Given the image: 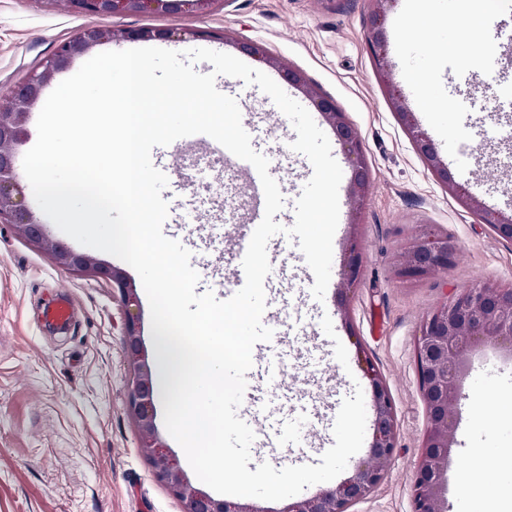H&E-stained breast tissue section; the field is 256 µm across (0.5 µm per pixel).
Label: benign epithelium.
Listing matches in <instances>:
<instances>
[{"label":"benign epithelium","mask_w":512,"mask_h":512,"mask_svg":"<svg viewBox=\"0 0 512 512\" xmlns=\"http://www.w3.org/2000/svg\"><path fill=\"white\" fill-rule=\"evenodd\" d=\"M215 2L217 0H66L73 12L99 17L144 12L206 13ZM388 2L376 0L377 9L370 28L371 43L380 58L385 57L387 44L383 17ZM172 38V31L159 28L82 29L61 41L49 56L27 73L10 96L0 98V221L12 225L18 234L51 253L58 265L72 271H90L121 286L123 345L133 370L128 386L129 409L154 475L184 503L185 512H264L253 504L217 499L191 483L157 432L154 361L140 334L137 288L126 281L120 269L76 252L62 242L49 240L43 226L28 208L18 180L14 146L25 134L29 115L40 101L44 88L57 73L102 43ZM236 48L258 61L279 67L282 78L289 85L303 90L330 126L351 163L348 186L350 224L358 226L357 217L369 188V175L361 142L345 113L338 109L334 99L308 84L301 72L278 66L263 45L240 41ZM393 105L415 150L440 183L454 193H465L455 182L448 165L440 159L432 139L415 122L413 113L407 111L401 98L393 97ZM484 221L499 239L512 244V215L486 209ZM343 252L345 277L338 287L341 298L356 287L361 275L362 255L357 233H352L347 239ZM455 254V244L448 235L426 227L403 244L398 254L400 272L406 278L422 277L448 267ZM482 344L512 352V285L478 284L465 288L419 323L415 353L426 428L412 484L411 512H448V459L457 422L455 407L461 395L465 365L471 352ZM364 373L370 383L375 415L372 441L366 456L335 487L290 503L283 512H349L352 504L365 499L387 476L397 445L396 410L389 387L374 365L367 364Z\"/></svg>","instance_id":"obj_1"}]
</instances>
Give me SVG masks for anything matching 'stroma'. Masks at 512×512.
<instances>
[{
	"mask_svg": "<svg viewBox=\"0 0 512 512\" xmlns=\"http://www.w3.org/2000/svg\"><path fill=\"white\" fill-rule=\"evenodd\" d=\"M374 0H216L208 13H145L96 17L42 0H0V97L10 94L60 41L87 27L169 28L180 32L169 50L208 48L235 54L239 41L261 43L276 66L259 71L280 80V66L302 72L331 96L359 135L370 169V187L350 225L341 203L333 238L331 278L320 302L309 300L295 281L278 291L281 309L300 308L302 343L318 347L320 365L292 370L296 386L320 385L323 417L311 434L322 448L334 445L333 425L343 399L369 390L367 364L390 387L398 420V446L386 478L350 512H410V486L425 430L415 361L417 326L447 297L476 283L512 284V245L500 240L476 202L512 214V111L492 112L499 86L512 83V14L497 18L491 33L501 51L495 77L471 70H444L448 93H461L468 113L463 125L473 148L463 153L465 172L455 173L467 197L439 183L416 152L391 106V90H404L394 45L385 69H377L368 45ZM218 91L242 93L244 119L265 120L276 131L283 187L295 193L308 164L291 148L297 135L290 120L258 86L218 76ZM188 195L211 210L209 232L220 243L223 203L247 212L253 188L232 171L207 164L191 143L170 145ZM432 225L457 246L448 268L415 281L398 270L401 245L420 226ZM357 233L364 271L346 309L335 296L343 247ZM73 299L64 326L41 319L43 305L59 294ZM330 317L334 336L325 335ZM123 307L112 281L64 269L44 249L0 223V512H184L183 502L153 475L128 412L130 366L124 352ZM348 351V365L334 355ZM455 445L448 464L449 512H512L496 488L512 484V466H502L492 486L473 496L460 485L462 470H475L476 451L512 447V420L478 416L486 393L512 399V359L486 347L472 354L461 380Z\"/></svg>",
	"mask_w": 512,
	"mask_h": 512,
	"instance_id": "35a3bbf8",
	"label": "stroma"
}]
</instances>
